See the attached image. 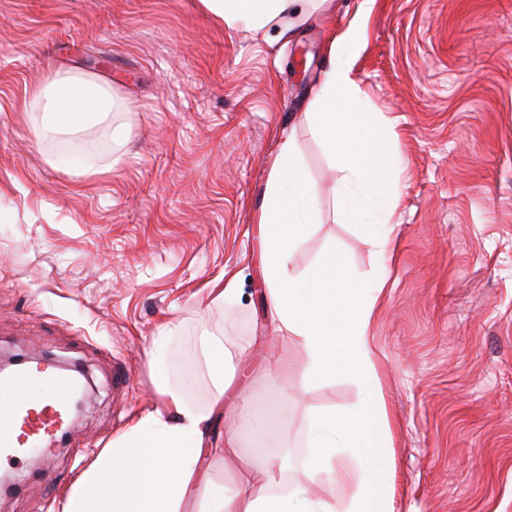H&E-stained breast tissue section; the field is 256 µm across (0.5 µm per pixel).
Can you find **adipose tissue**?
<instances>
[{
	"mask_svg": "<svg viewBox=\"0 0 512 512\" xmlns=\"http://www.w3.org/2000/svg\"><path fill=\"white\" fill-rule=\"evenodd\" d=\"M327 0H200L226 29L260 31L275 23L296 27ZM375 0H361L347 27L332 35L326 47L328 68L314 88L302 119L321 140L342 177L337 188L340 213L353 222L357 210L349 191L368 188L365 206L378 214L368 243L387 254L390 224L399 194L388 183L396 159L389 148L390 120L365 111L351 76V55L364 38V21ZM118 101L110 81L77 71L56 73L24 95V111L43 112L41 136L75 134L97 124ZM317 205L307 169L294 139L279 150L261 219L265 247L267 301L277 330L294 336L304 354L310 379L332 382L342 374L361 387L358 410H308V472L332 483H353L355 495L335 505L311 496L301 479H288L276 456L244 459L238 452L240 432L211 437L213 413L188 404L182 386L165 378L166 334L152 340L158 390L165 409L142 416L127 432L103 449L70 487L65 499L73 512H188L197 498L203 457L224 461V471L237 477L235 493L214 500L209 512H394L393 460L389 454V418L382 382L369 336L386 275L362 287L351 279L345 261L326 254L307 272L289 269L293 254L314 231ZM192 354L209 379L216 397L230 386L225 378L229 353L217 336L201 337ZM261 471L263 486L248 473Z\"/></svg>",
	"mask_w": 512,
	"mask_h": 512,
	"instance_id": "obj_1",
	"label": "adipose tissue"
}]
</instances>
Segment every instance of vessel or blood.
<instances>
[{
    "label": "vessel or blood",
    "instance_id": "b4317fda",
    "mask_svg": "<svg viewBox=\"0 0 512 512\" xmlns=\"http://www.w3.org/2000/svg\"><path fill=\"white\" fill-rule=\"evenodd\" d=\"M35 378L45 384V391L0 414V420L7 426L6 432L0 434V456L16 458L40 451L43 437L54 436L64 423L63 409L67 401L57 391L65 388L69 393H76L77 381L47 358L36 359L34 364L8 376L7 381L26 384Z\"/></svg>",
    "mask_w": 512,
    "mask_h": 512
}]
</instances>
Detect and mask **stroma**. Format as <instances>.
<instances>
[{
  "mask_svg": "<svg viewBox=\"0 0 512 512\" xmlns=\"http://www.w3.org/2000/svg\"><path fill=\"white\" fill-rule=\"evenodd\" d=\"M359 4L336 0L282 36L225 29L199 0H0V355L94 381L51 451L0 463V512H63L75 461L162 407L151 348L164 329L168 382L218 432L238 393L277 401L290 475L308 460L307 408L357 409L353 379L309 380L263 295L260 220L290 136L319 200L294 271L330 249L357 279L390 271L372 343L395 512H512V0L375 2L352 77L400 160L385 260L363 234L377 214L344 223L341 174L300 122ZM64 69L104 76L123 106L36 138L41 113L17 104ZM206 333L234 354L218 401L190 354Z\"/></svg>",
  "mask_w": 512,
  "mask_h": 512,
  "instance_id": "stroma-1",
  "label": "stroma"
}]
</instances>
